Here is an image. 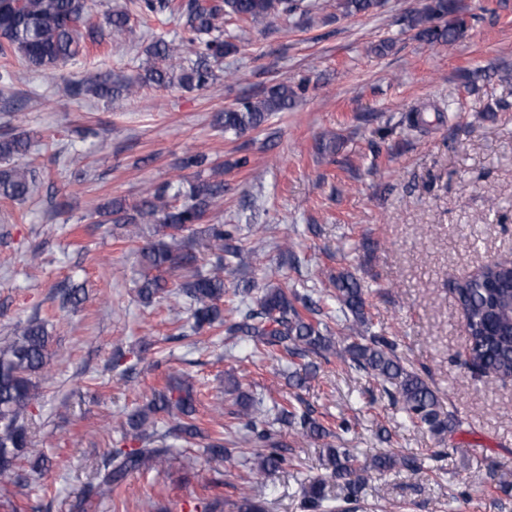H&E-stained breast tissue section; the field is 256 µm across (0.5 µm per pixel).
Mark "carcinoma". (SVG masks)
<instances>
[{
	"mask_svg": "<svg viewBox=\"0 0 512 512\" xmlns=\"http://www.w3.org/2000/svg\"><path fill=\"white\" fill-rule=\"evenodd\" d=\"M380 0H126L125 5L98 18L91 0H0V58L18 59L28 67L52 76L58 93L65 98L92 97L109 100L134 94L137 89L114 81L103 73H87L82 79L69 77L66 67L83 54L88 45L133 39L131 16L174 19L182 29L176 41L159 38L146 52L162 66L145 70L144 83L167 88L205 89L216 79L215 66L237 51L235 31L226 28L251 24L270 17H310L312 13L336 7L346 16L367 14ZM424 44L452 46L468 31V12L461 0H429L421 11L406 18ZM301 84L280 82L257 97H246L219 114L217 126L224 133L241 136L260 129L277 112L290 109ZM34 135L21 129L0 136V200L22 204L37 192L35 170L22 162ZM177 175L185 184L172 189L166 183L145 187L138 202L127 205L113 199L99 208V223L115 224L125 231L128 241L137 244L145 273L137 284L140 303L152 305L164 297L175 310L189 313L182 332L194 335L205 331L223 333L237 340L252 357L264 352H280L292 372L289 383L300 387L317 366L309 361L315 355L325 360L335 357L344 366L371 377L390 401L400 406L410 425L435 436L452 432V415L442 407L434 390L421 376L406 369L397 353V344L386 336L368 335L369 318L365 292L348 270L329 275L336 290V312L345 321L343 336L332 334L322 319V309L307 291L270 285L254 305L245 300L235 307V316L224 315L225 280L243 261L246 250L233 224H210L201 231L193 226L204 221L222 200L226 185L224 171L206 151H197L181 159ZM192 171L188 180L182 171ZM153 226L146 237L143 225ZM213 244L215 252L208 268L200 266L196 236ZM453 293L460 305L467 328V362L482 373L500 379L512 378V262L490 261L477 272L455 282ZM154 342H141L133 353L135 363L126 364L119 352L111 358V367L127 376L136 365L148 361ZM52 352L45 323L36 317L18 322L12 335L0 343V485L23 481L19 461L29 459L32 470L42 476L49 471L46 456L34 447L28 412L41 398L40 376L47 371ZM232 412L238 429L246 432V443L260 449L251 468L254 483L260 484L286 463V448L281 429L301 439L338 441L350 433L346 420L336 429L316 420L310 410L292 403L273 404L274 417L266 419L260 408H252L248 396L238 401ZM193 385L179 378L154 391L152 399L125 414L137 448H111L96 463L84 496L73 505L81 512L90 498L107 497L127 477L156 469L170 458V441L193 444L204 439L194 422ZM204 452L212 460H224V432L210 439ZM422 460L394 451L360 460L353 449L331 443L325 448L327 477L314 478L304 491L309 512H337L325 493L326 478L343 483L345 503L354 504L365 481L373 474L396 469L419 470ZM235 512H266L265 502L244 492L232 503Z\"/></svg>",
	"mask_w": 512,
	"mask_h": 512,
	"instance_id": "carcinoma-1",
	"label": "carcinoma"
}]
</instances>
